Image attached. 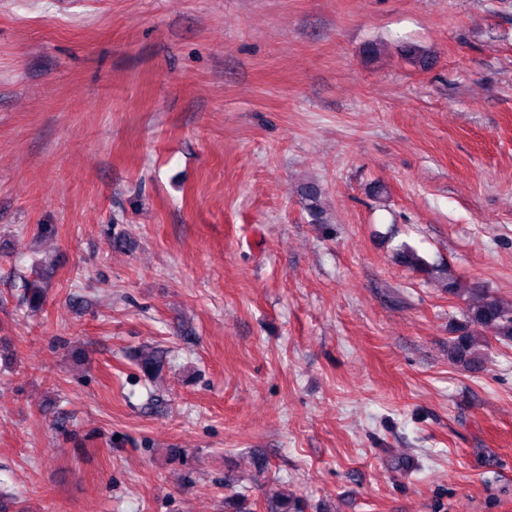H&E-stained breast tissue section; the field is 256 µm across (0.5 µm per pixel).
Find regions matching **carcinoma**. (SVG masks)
Returning a JSON list of instances; mask_svg holds the SVG:
<instances>
[{
  "label": "carcinoma",
  "instance_id": "carcinoma-1",
  "mask_svg": "<svg viewBox=\"0 0 512 512\" xmlns=\"http://www.w3.org/2000/svg\"><path fill=\"white\" fill-rule=\"evenodd\" d=\"M306 211L313 224L326 223L324 210L320 206L321 189L314 182H307L301 188ZM402 263L421 272L432 273L437 267L410 248L399 252ZM445 291L465 301L463 310L464 323L460 333L448 343L451 357L469 365L479 363L480 355L474 347V336L479 331H487L498 343L512 345V303H507L487 288L474 286L461 288L456 279L449 277L444 285ZM26 300L30 308L38 309L45 301V289L36 281L27 284ZM167 352L162 349H149L141 353V367L150 374L153 380L160 378L165 366ZM270 512H304V502L295 494L284 488L274 491L269 499Z\"/></svg>",
  "mask_w": 512,
  "mask_h": 512
}]
</instances>
